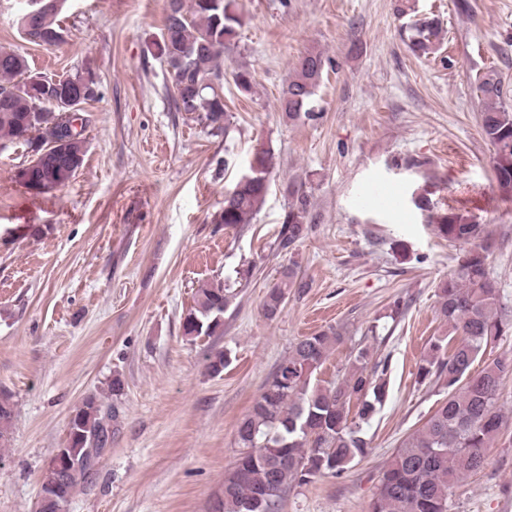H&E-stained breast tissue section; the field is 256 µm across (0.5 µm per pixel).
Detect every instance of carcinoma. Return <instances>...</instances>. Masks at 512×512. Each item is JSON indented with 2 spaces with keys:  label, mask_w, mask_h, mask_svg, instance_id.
Returning <instances> with one entry per match:
<instances>
[{
  "label": "carcinoma",
  "mask_w": 512,
  "mask_h": 512,
  "mask_svg": "<svg viewBox=\"0 0 512 512\" xmlns=\"http://www.w3.org/2000/svg\"><path fill=\"white\" fill-rule=\"evenodd\" d=\"M242 25L236 0H164V25L156 49L172 76L176 111L213 137L225 134L230 125L220 59ZM45 28L44 44L62 42L58 16ZM404 34L406 46L418 57L438 52L444 40L441 22L434 16L412 22ZM327 64L315 50L299 59L279 98V109L288 119L316 116L314 97ZM34 77L22 54L0 47V145L26 147L29 158L18 167L16 178L40 195L65 186L75 176L84 161L86 137L71 133L65 119L70 77L43 75L36 86L31 83ZM233 81L243 93L253 88V74L247 68L237 69ZM476 90L482 103L481 130L493 149L498 186L502 194L511 196L512 104L506 100L501 78L492 71L478 77ZM274 167L271 149L255 151L247 169L251 179L237 181L224 195L217 223L226 228L250 223L265 202ZM288 195L292 203L283 216L277 250L290 253L308 232L310 201L301 184H288ZM412 202L426 213L438 235L471 248L438 288L439 315L448 334L431 339L417 368L419 381L440 384L445 397L381 470L368 512H448L453 485L482 469L486 451L506 424L497 395L503 378L512 374V358H495L473 371L477 359L508 326L500 288L488 264L490 234L460 213L435 211L425 193ZM308 287L296 263L288 264L266 294L263 316L275 320L288 301V290L302 294ZM234 296L232 286L224 281L201 283L194 306L182 320L183 336L196 339L223 332L224 312ZM345 340L342 329L329 327L291 347L237 425V456L224 473L222 494L212 512H280L294 486L340 475L367 454L364 427L388 396L387 364L373 359V348L360 346L340 379L325 386L316 383L320 368ZM13 417V395L1 389V444L7 441L4 429ZM118 419V407L112 406L108 415L94 395L74 409L69 463L63 469L45 470L42 478L46 487L59 486L60 494L40 512H59L88 478L118 431Z\"/></svg>",
  "instance_id": "1"
}]
</instances>
